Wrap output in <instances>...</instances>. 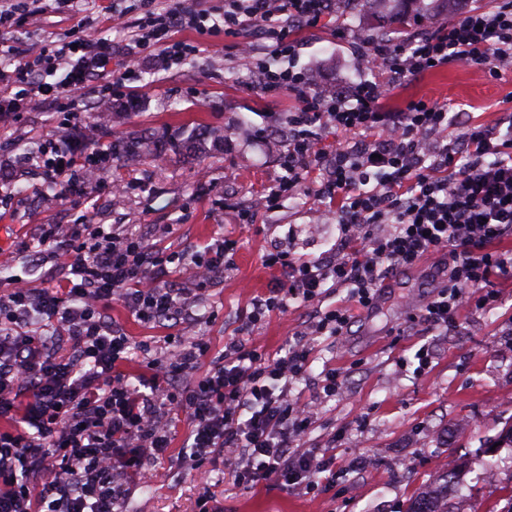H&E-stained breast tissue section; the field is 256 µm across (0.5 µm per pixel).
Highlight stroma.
Here are the masks:
<instances>
[{"instance_id":"stroma-1","label":"stroma","mask_w":512,"mask_h":512,"mask_svg":"<svg viewBox=\"0 0 512 512\" xmlns=\"http://www.w3.org/2000/svg\"><path fill=\"white\" fill-rule=\"evenodd\" d=\"M485 0H339L337 11L315 31L299 32L300 62L315 86L355 81L360 62L354 44L390 31L392 12L412 17V29L431 27ZM133 0H38L35 11L0 41L34 50L51 41L69 40L83 26L122 52L129 41ZM347 29L339 39L338 29ZM201 52L181 68L144 67L124 85L113 87L104 105L95 97L63 96L0 126V160L11 159L55 137L65 110H84L80 133L93 141L107 137L115 158L101 173L87 205L45 200L44 175L30 166L12 173L14 191L0 204V290L10 275L32 287L51 281L33 253L20 252L43 224H71L89 215L95 224H129L165 254L177 257V285L193 287L192 251L226 237L236 247L229 265L198 298L191 318L143 323L120 303L110 315L132 345L149 343L169 354L201 339L207 360L223 356L233 338L279 355L309 321L313 308L297 301L287 311L266 317L249 335L240 319L251 298L276 287L280 275L263 264L275 247L301 258L331 254L339 232L323 210L314 208L306 188L267 208L264 197L284 174L288 114L295 100L288 93H257L249 64L239 56L238 39L221 33L200 36L184 31ZM431 99L449 111L467 112L492 122L512 113V71L491 80L463 64L435 70L397 87L386 104ZM129 183L126 194L111 185ZM254 214L242 223L241 209ZM442 261L432 255L417 266L391 275L375 308L354 310L346 336H318L305 380L295 390L303 401L319 406L315 423L303 435L304 448H322L336 458V479L307 494L276 481L245 487L234 483L222 464L206 472L173 476L168 462L153 468L151 481L133 488L122 512H197V500L209 493L223 500L224 512H405L418 492L437 484L449 463L462 471L448 491L453 512H506L512 504V444L500 435L512 424V278L496 279L495 302L468 306L446 330L417 321L420 307L435 293L434 276ZM432 352L420 367L416 352ZM339 369L344 386L335 398L320 401L315 387L327 368ZM495 450H487L489 441ZM499 465L486 480V463Z\"/></svg>"}]
</instances>
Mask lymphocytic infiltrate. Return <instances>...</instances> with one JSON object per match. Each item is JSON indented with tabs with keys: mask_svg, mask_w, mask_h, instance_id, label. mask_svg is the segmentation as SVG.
Wrapping results in <instances>:
<instances>
[{
	"mask_svg": "<svg viewBox=\"0 0 512 512\" xmlns=\"http://www.w3.org/2000/svg\"><path fill=\"white\" fill-rule=\"evenodd\" d=\"M120 68L112 43L84 31L72 41L36 51L8 46L0 66V122L16 121L36 104L85 92L108 75L116 82L144 59L162 71L193 52L182 29L203 32L220 19L225 34L255 30L245 43L258 88L285 91L297 105L288 115L287 174L266 195L267 206L301 184L312 204H328L340 227L336 252L301 259L275 250L264 257L282 279L254 299L242 332L289 301L314 305L306 337L272 357L240 342L201 368L206 342L168 357H150L149 377L131 381L124 366L131 342L108 320L121 302L138 321H174L186 314L188 291L170 280L171 257L129 228L79 223L45 224L36 239L42 263L62 262L57 287L32 288L21 276L0 293V512H117L133 487L150 481L156 460L199 471L238 452L229 462L237 484L276 479L309 491L330 485L332 458L299 447L315 413L293 395L306 378L314 336H341L351 313L319 309L331 289L346 288L359 308L378 298L390 273L415 267L429 254L448 258L445 283L419 311L431 329H445L461 308L484 303L496 277L512 276V113L498 122L459 120L447 105L418 99L392 111L387 87L454 63L493 80L512 69V0L458 13L410 39L364 40L358 56L367 77L331 92L313 87L299 66L298 32L313 31L334 0H140ZM83 121L69 112L64 132L19 154L42 169L53 204L88 196L99 171L111 166V141L79 142ZM461 133L441 135L451 125ZM335 129V145L319 132ZM324 170L312 181L316 170ZM187 418L182 450L171 454L173 420Z\"/></svg>",
	"mask_w": 512,
	"mask_h": 512,
	"instance_id": "lymphocytic-infiltrate-1",
	"label": "lymphocytic infiltrate"
}]
</instances>
